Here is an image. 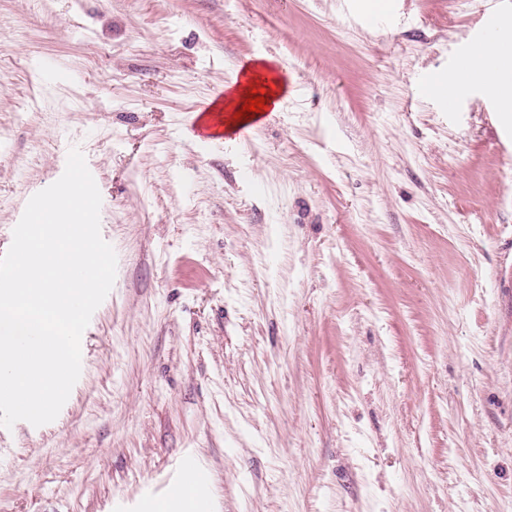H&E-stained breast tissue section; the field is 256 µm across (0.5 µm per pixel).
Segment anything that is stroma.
I'll list each match as a JSON object with an SVG mask.
<instances>
[{"instance_id": "stroma-1", "label": "stroma", "mask_w": 512, "mask_h": 512, "mask_svg": "<svg viewBox=\"0 0 512 512\" xmlns=\"http://www.w3.org/2000/svg\"><path fill=\"white\" fill-rule=\"evenodd\" d=\"M0 0V254L77 147L114 286L0 512H512V122L423 93L512 0ZM273 59L246 136L194 117Z\"/></svg>"}]
</instances>
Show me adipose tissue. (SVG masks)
<instances>
[{
    "mask_svg": "<svg viewBox=\"0 0 512 512\" xmlns=\"http://www.w3.org/2000/svg\"><path fill=\"white\" fill-rule=\"evenodd\" d=\"M499 44L489 45L487 51L475 60L472 73L453 72L440 76V83L462 92L466 82L475 80L483 84L486 91L496 97L504 112H512V66L501 65L498 60ZM264 97V110L275 112L282 108L287 99L285 83L275 67L261 62L246 67L228 85L224 99L215 110L225 131L237 130L240 126L255 122L259 114L244 113L247 98Z\"/></svg>",
    "mask_w": 512,
    "mask_h": 512,
    "instance_id": "obj_1",
    "label": "adipose tissue"
}]
</instances>
